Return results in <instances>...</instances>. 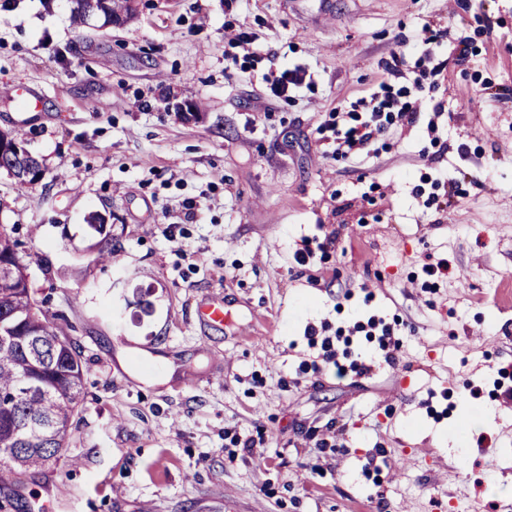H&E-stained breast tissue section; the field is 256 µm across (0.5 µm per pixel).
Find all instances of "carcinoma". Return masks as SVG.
<instances>
[{
  "label": "carcinoma",
  "mask_w": 512,
  "mask_h": 512,
  "mask_svg": "<svg viewBox=\"0 0 512 512\" xmlns=\"http://www.w3.org/2000/svg\"><path fill=\"white\" fill-rule=\"evenodd\" d=\"M129 0H100L97 14L107 25H125L135 15ZM0 168L15 183H32L27 172H45L42 160L24 159L12 150L0 154ZM95 244L93 262L116 259L110 232ZM37 302L27 265L18 252V240L0 230V488L17 475L34 471L59 458L75 418L85 404L83 378L87 373L80 346L68 330L72 326Z\"/></svg>",
  "instance_id": "carcinoma-1"
}]
</instances>
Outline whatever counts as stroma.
Here are the masks:
<instances>
[{
  "label": "stroma",
  "instance_id": "35a3bbf8",
  "mask_svg": "<svg viewBox=\"0 0 512 512\" xmlns=\"http://www.w3.org/2000/svg\"><path fill=\"white\" fill-rule=\"evenodd\" d=\"M121 28L70 0H0V131L44 178L0 170L38 300L82 348L86 403L61 460L0 502L28 512H512V0H137ZM447 30L424 124L363 160L333 115L372 91L401 36ZM249 49L229 45L239 32ZM309 77L292 97L267 78ZM37 102L20 110L16 86ZM194 102L199 118L184 119ZM444 210L415 199L423 167ZM105 216L121 262L94 264ZM332 246H325V239ZM307 263L294 260L305 242ZM456 276L422 284L427 260ZM82 268L72 277V268ZM228 296L213 327L197 308ZM377 315L365 374L309 331ZM254 445L245 449L243 439ZM273 75V73H272ZM270 80V91L275 96L287 97L292 91L300 88L305 82L306 73L300 68L284 69ZM4 135L8 137L9 150L0 154V168L7 171L8 174L15 180V183L21 187L35 182L32 181L31 176H27L26 173L27 171H30L40 172L43 174V172H45V168L43 166L42 160L28 151L29 156L26 158H23L22 152V160L20 161V157L14 151H12L10 147L13 144H17L23 151V148H25L24 144L26 145L24 135L18 131H7L5 133L1 131V139Z\"/></svg>",
  "mask_w": 512,
  "mask_h": 512
}]
</instances>
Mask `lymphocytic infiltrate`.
<instances>
[{"label":"lymphocytic infiltrate","instance_id":"1","mask_svg":"<svg viewBox=\"0 0 512 512\" xmlns=\"http://www.w3.org/2000/svg\"><path fill=\"white\" fill-rule=\"evenodd\" d=\"M403 49L381 61L382 80L378 92L359 99L355 109L336 114L337 155L360 159L371 152L372 143L381 136L412 126L420 114L433 112L427 123L435 132V119L442 114L434 98L441 87L446 63L439 58L438 36L403 37Z\"/></svg>","mask_w":512,"mask_h":512}]
</instances>
